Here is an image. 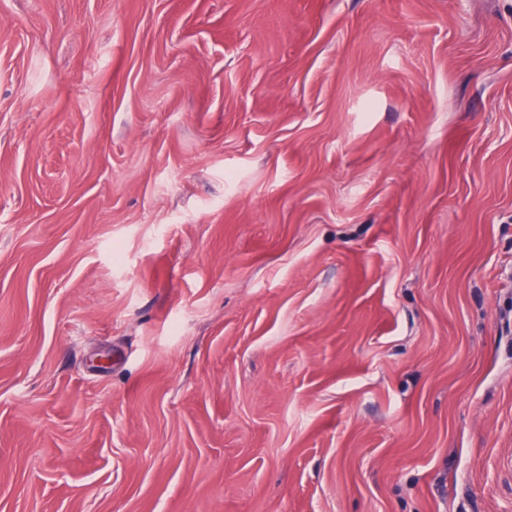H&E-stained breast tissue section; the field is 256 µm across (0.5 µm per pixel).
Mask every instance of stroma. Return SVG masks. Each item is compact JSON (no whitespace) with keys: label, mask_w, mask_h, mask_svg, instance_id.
<instances>
[{"label":"stroma","mask_w":512,"mask_h":512,"mask_svg":"<svg viewBox=\"0 0 512 512\" xmlns=\"http://www.w3.org/2000/svg\"><path fill=\"white\" fill-rule=\"evenodd\" d=\"M0 512H512V0H0Z\"/></svg>","instance_id":"1"}]
</instances>
